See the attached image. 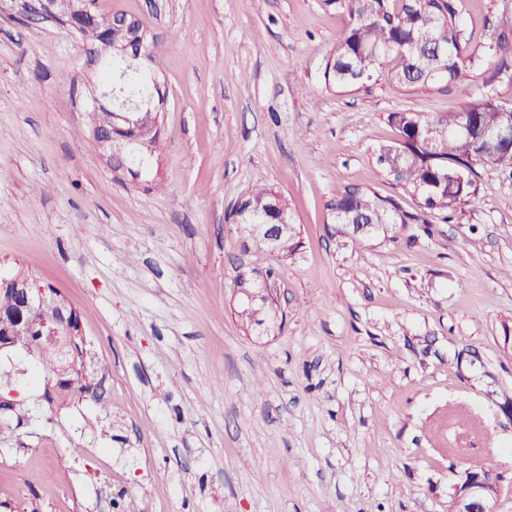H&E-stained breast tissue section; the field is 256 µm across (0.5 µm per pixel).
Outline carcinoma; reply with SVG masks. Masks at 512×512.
I'll return each mask as SVG.
<instances>
[{
    "instance_id": "carcinoma-1",
    "label": "carcinoma",
    "mask_w": 512,
    "mask_h": 512,
    "mask_svg": "<svg viewBox=\"0 0 512 512\" xmlns=\"http://www.w3.org/2000/svg\"><path fill=\"white\" fill-rule=\"evenodd\" d=\"M325 4L341 10L349 17L348 27L326 59L324 78L328 84L348 89L362 87L379 71L383 63L393 66L388 78L401 87H430L440 83L467 85L480 75L490 92L470 101L465 111L422 118L410 112H393L389 120L399 131V139L380 146L376 163L395 185L420 196L426 209L453 219L457 208L476 192V167L491 165L512 174V150L491 138L493 130L512 116V100L493 94L496 86L512 85V12L492 16L486 41L472 47L464 39L456 8V0H325ZM112 16L94 10L84 19L78 34L85 29L106 30ZM139 54V46L104 61L102 80L109 81L117 72L125 73L123 95L133 101L153 99L157 88L151 76L159 73L158 56L149 65L128 68L127 60ZM469 115L471 129L463 136L458 128ZM160 138L149 142L146 153L132 158H112L116 168L128 164L143 169L145 155L157 151ZM336 223L349 226L352 237L362 239L368 230H380L389 224L405 223V219L388 206L376 193L347 186L328 203ZM239 224H291L282 240L281 251L295 248L296 226L288 201L267 187H255L241 198L233 211ZM239 315L250 326H263L269 316L265 299L247 304ZM33 369L20 375L14 369L0 368V392L19 393L41 379L55 381L57 394L44 388L47 403L79 398L91 384L85 376L90 362L89 350L80 337L74 338L68 359L62 361L52 348L33 337Z\"/></svg>"
}]
</instances>
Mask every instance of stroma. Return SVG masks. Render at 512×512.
I'll use <instances>...</instances> for the list:
<instances>
[{"instance_id": "stroma-1", "label": "stroma", "mask_w": 512, "mask_h": 512, "mask_svg": "<svg viewBox=\"0 0 512 512\" xmlns=\"http://www.w3.org/2000/svg\"><path fill=\"white\" fill-rule=\"evenodd\" d=\"M161 69L159 155L114 169L91 133L87 44L39 0H0V273L63 292L95 395L0 444V512H450L490 463L512 512V175L480 167L446 223L392 184L393 112L480 97L379 74L326 85L347 18L324 0H99ZM269 185L299 246L232 212ZM406 214L352 240L344 185ZM271 322L248 327L240 278Z\"/></svg>"}]
</instances>
